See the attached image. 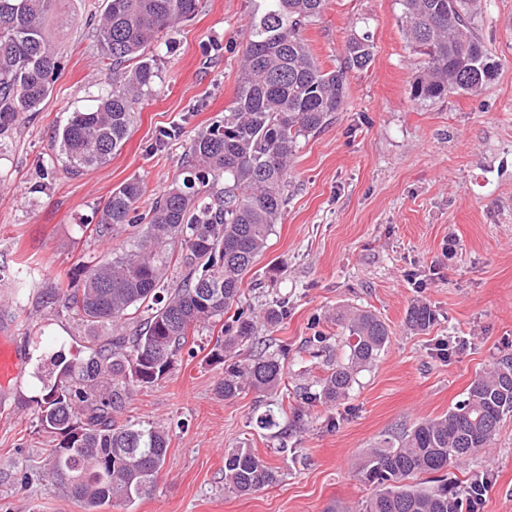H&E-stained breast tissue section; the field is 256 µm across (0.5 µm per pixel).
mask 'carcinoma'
Here are the masks:
<instances>
[{
    "mask_svg": "<svg viewBox=\"0 0 512 512\" xmlns=\"http://www.w3.org/2000/svg\"><path fill=\"white\" fill-rule=\"evenodd\" d=\"M404 34L424 57L411 97L432 102L475 93L496 74V64L475 30L482 0H399ZM60 0H0V137L17 131L28 112L40 111L60 70L50 22L71 19ZM86 20L102 55L105 93L96 104L71 112L54 135L57 159L71 175L109 162L126 143L136 110L155 92L161 49L176 42L199 0H102ZM326 0H252L232 105L224 121L199 132L188 147L185 176L139 211L144 183L131 179L112 189L95 225L81 233L107 240L127 228L131 247L79 265L74 279L56 280L50 294L70 288L69 308L87 327L112 328L108 347L86 359L61 354L42 376L43 432L59 438L46 466L56 488L86 512L119 501L131 507L154 491L169 438L161 426H118L136 388L150 386L174 368L188 337L224 320L239 304L245 276L268 246L287 196L288 171L299 140L320 131L343 109L347 74L373 58L369 37H354L338 65L326 70L303 31ZM182 283L165 285L171 266ZM348 331L343 359L328 356L325 375L309 399L336 403L349 397L360 373L389 342L390 330L366 310H343ZM409 327L425 331L435 321L417 302ZM256 320L243 311L221 328L211 358L226 362L255 335ZM284 366L261 352L224 368L219 390L232 399L243 389L276 390ZM512 413V361L477 375L466 397L448 413L416 423L367 450L362 479L375 486L366 512H460L462 496L448 487V467L494 450L500 423ZM282 413L270 404L256 418L259 429L282 435ZM277 468L244 446L224 453V488L246 495L277 484Z\"/></svg>",
    "mask_w": 512,
    "mask_h": 512,
    "instance_id": "obj_1",
    "label": "carcinoma"
}]
</instances>
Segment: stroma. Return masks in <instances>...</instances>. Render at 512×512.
Segmentation results:
<instances>
[{
  "mask_svg": "<svg viewBox=\"0 0 512 512\" xmlns=\"http://www.w3.org/2000/svg\"><path fill=\"white\" fill-rule=\"evenodd\" d=\"M98 0H61L74 18L62 31L61 69L42 109L0 139V333L25 357L23 375L0 405V512H85L58 493L44 465L51 439L40 428L38 368L105 346L111 329L88 339L64 296L42 292L78 264L127 249L131 231L99 241L78 227L96 223L113 188L131 178L155 193L181 178L191 138L223 119L247 35L250 0H200L171 52L154 95L140 105L128 139L106 164L73 176L55 159L54 130L90 106L97 45L84 21ZM475 24L498 70L480 92L436 102L412 99L422 62L407 42L399 0H327L304 32L324 67L350 38L373 44L367 70L347 76L342 112L300 140L288 173V204L268 249L242 286L244 305L285 302L274 329L243 342L241 358L263 346L284 365L285 437L256 425V393L224 399L222 364L209 352L218 330L189 337L173 370L138 389L117 424H159L169 433L157 486L134 506L102 512H363L374 493L358 476L368 448L388 434L448 412L477 374L512 358V0H484ZM216 63L205 65L211 46ZM180 135L165 146L164 131ZM423 301L436 314L425 331L406 312ZM366 309L390 327L385 351L337 404L311 402L323 373L319 347L345 351L337 308ZM282 473L278 485L240 495L224 488V452L239 446ZM485 473L482 512H512V414L491 456L449 468L460 483Z\"/></svg>",
  "mask_w": 512,
  "mask_h": 512,
  "instance_id": "obj_1",
  "label": "stroma"
}]
</instances>
